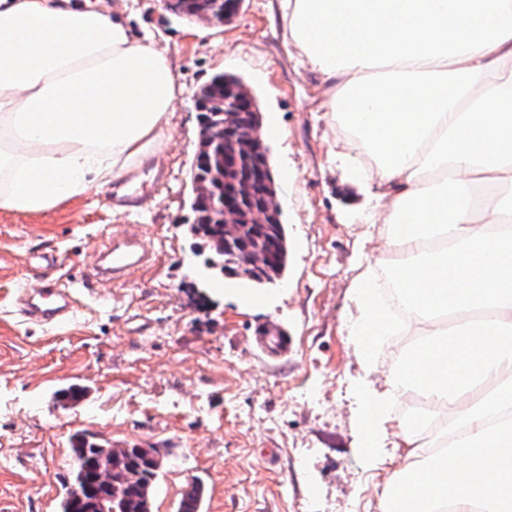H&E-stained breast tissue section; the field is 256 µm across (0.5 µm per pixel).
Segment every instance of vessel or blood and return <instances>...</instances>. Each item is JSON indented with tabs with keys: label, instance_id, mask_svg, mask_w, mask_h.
Masks as SVG:
<instances>
[{
	"label": "vessel or blood",
	"instance_id": "b4317fda",
	"mask_svg": "<svg viewBox=\"0 0 512 512\" xmlns=\"http://www.w3.org/2000/svg\"><path fill=\"white\" fill-rule=\"evenodd\" d=\"M152 255L145 241L136 236L113 238L103 245L94 267L80 286L49 283L40 288H20L15 292L16 306L28 320L39 324H58L74 316L80 308L78 293L102 281L122 279L129 272L145 267Z\"/></svg>",
	"mask_w": 512,
	"mask_h": 512
}]
</instances>
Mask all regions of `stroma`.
Here are the masks:
<instances>
[{
    "instance_id": "stroma-1",
    "label": "stroma",
    "mask_w": 512,
    "mask_h": 512,
    "mask_svg": "<svg viewBox=\"0 0 512 512\" xmlns=\"http://www.w3.org/2000/svg\"><path fill=\"white\" fill-rule=\"evenodd\" d=\"M111 2L137 37L168 49L182 93L155 156L131 169L138 210L114 211L107 186L39 214L0 210V512H59L80 438L159 449L152 512H178L196 478L200 512H381L405 451L392 436L366 454L360 415L394 352L382 345L365 373L349 289L383 248V202L353 157L336 155L319 75L284 40L278 0H243L221 24L161 0ZM223 73L254 96L275 176L288 265L272 283L210 269L189 232L193 98ZM120 234L140 235L152 264L81 293L60 327L18 315L14 288L81 282ZM272 325L285 336L275 353L262 336Z\"/></svg>"
}]
</instances>
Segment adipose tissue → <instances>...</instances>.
Instances as JSON below:
<instances>
[{"mask_svg":"<svg viewBox=\"0 0 512 512\" xmlns=\"http://www.w3.org/2000/svg\"><path fill=\"white\" fill-rule=\"evenodd\" d=\"M324 82L336 148L386 200V248L351 283L365 367L409 327L364 447L395 432L385 512H512V0H279ZM179 89L167 50L86 0H0V209L39 213L122 176L161 144ZM408 316L381 301L395 255ZM448 409L454 443L424 464L397 399Z\"/></svg>","mask_w":512,"mask_h":512,"instance_id":"obj_1","label":"adipose tissue"}]
</instances>
